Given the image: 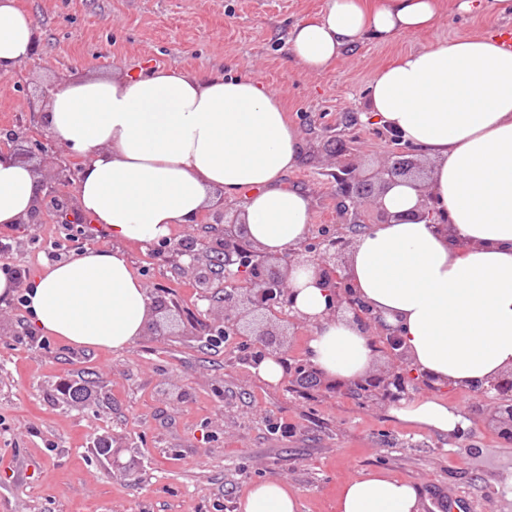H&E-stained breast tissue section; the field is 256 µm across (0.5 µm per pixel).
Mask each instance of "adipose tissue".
<instances>
[{"label": "adipose tissue", "instance_id": "adipose-tissue-1", "mask_svg": "<svg viewBox=\"0 0 512 512\" xmlns=\"http://www.w3.org/2000/svg\"><path fill=\"white\" fill-rule=\"evenodd\" d=\"M444 1L327 0L292 27L286 56L302 74L321 73L363 40L431 32ZM36 31L16 0H0L1 76L29 59ZM367 106L369 120L433 166L424 184L400 177L388 186L379 204L390 218L355 238L349 278L396 329L413 374L466 391L488 383L512 370V50L493 33L422 45L376 71ZM44 132L81 160L75 209L112 238L111 248L47 265L26 285L30 321L47 335L84 347L133 345L152 300L124 245L169 238L218 198H242L238 221L264 255L286 256L309 233L311 199L284 180L305 158L303 133L254 75L88 73L52 93ZM424 194L433 215L419 219L412 212ZM40 204L34 169L0 161V226L26 221ZM288 287L325 381L374 371L371 336L331 317L329 290L313 271H293ZM392 413L447 435L471 425L463 406L435 398L399 400ZM298 506L286 481L267 479L241 509ZM420 510L415 484L379 472L344 482L336 500V512Z\"/></svg>", "mask_w": 512, "mask_h": 512}]
</instances>
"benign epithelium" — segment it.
Masks as SVG:
<instances>
[{
  "mask_svg": "<svg viewBox=\"0 0 512 512\" xmlns=\"http://www.w3.org/2000/svg\"><path fill=\"white\" fill-rule=\"evenodd\" d=\"M27 137L23 128L11 129V145L0 146V157L22 160V152L14 147ZM393 148L377 168L373 178L361 175L352 159V152L343 139H333L334 155L327 160L336 177V224L347 228L336 232L327 226L312 231L300 248L289 254L285 263L270 262L246 239L243 225L225 220L224 199L213 208L214 222L204 226L205 234L186 235L175 244L164 239L153 244L152 250L171 254L177 260L181 274L190 278L199 291V297L209 302L206 314L212 336L240 334L252 327L250 335L262 349L263 355L283 353L282 332L276 324L290 326L306 324L293 314L294 298L288 288V275L294 267H312L324 277L330 288L333 317H347L370 336L387 342L392 357L405 362V353L397 333L383 328L380 319L365 305L353 290L345 274L347 255L357 228L365 224H385L389 214L377 204L385 183L397 176H407L413 165L414 149L401 143L400 137L386 132ZM41 206L30 216L28 223H36L37 216L50 208L57 218L69 221L73 198L64 195L61 188L80 181L81 162L59 155L48 168L39 169ZM398 371L373 373L351 383L332 384L334 389L356 390L367 383L381 385L378 395L388 400L403 398L408 390L399 383ZM481 398L478 413L496 423L498 433L507 442L512 441V372L477 388Z\"/></svg>",
  "mask_w": 512,
  "mask_h": 512,
  "instance_id": "7a95c632",
  "label": "benign epithelium"
}]
</instances>
